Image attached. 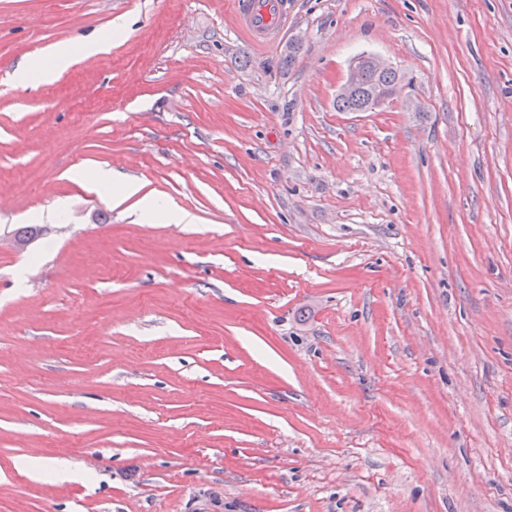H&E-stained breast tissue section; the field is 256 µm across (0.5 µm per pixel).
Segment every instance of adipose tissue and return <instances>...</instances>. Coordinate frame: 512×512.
<instances>
[{
  "mask_svg": "<svg viewBox=\"0 0 512 512\" xmlns=\"http://www.w3.org/2000/svg\"><path fill=\"white\" fill-rule=\"evenodd\" d=\"M112 46L111 34H104L72 46L68 43H59L49 50L50 64L33 60L24 64L19 73L22 77H36L43 82H51L67 68L85 57L96 56L108 52ZM95 191L100 193H114L116 201H124L131 197H139L145 219L156 224H191L195 218L190 213L178 209L166 200L143 193L140 183L135 181H117L110 168H97L90 178Z\"/></svg>",
  "mask_w": 512,
  "mask_h": 512,
  "instance_id": "1",
  "label": "adipose tissue"
}]
</instances>
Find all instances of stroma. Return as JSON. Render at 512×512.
Segmentation results:
<instances>
[{
  "instance_id": "35a3bbf8",
  "label": "stroma",
  "mask_w": 512,
  "mask_h": 512,
  "mask_svg": "<svg viewBox=\"0 0 512 512\" xmlns=\"http://www.w3.org/2000/svg\"><path fill=\"white\" fill-rule=\"evenodd\" d=\"M0 512H512V0H0ZM239 26L256 44L272 39L288 19V0H235ZM120 34V27L112 28L104 35L83 42L75 49L68 43H57L50 47L49 58L52 65L45 66L40 60L29 61L19 69L23 78H30L34 75L42 82H53L67 68L79 61L80 58L97 56L108 52L112 47V38ZM401 82L400 74L377 71L365 67L356 88L347 96L336 100V107L341 112L372 111L382 105L381 101L395 94ZM118 176L112 173V169L107 167L97 168L90 177L91 186L95 191L100 193H109L114 189L113 199L118 203L130 197L137 196L141 193L143 186L135 181L116 182ZM142 203L144 219L155 224H193L195 217L190 213L178 209L166 200L143 194L139 200ZM61 464L57 463L51 465L40 458H29L25 463V470L28 475L33 479H42L49 474H53L56 479L67 480L73 477V473L64 470L60 467Z\"/></svg>"
}]
</instances>
